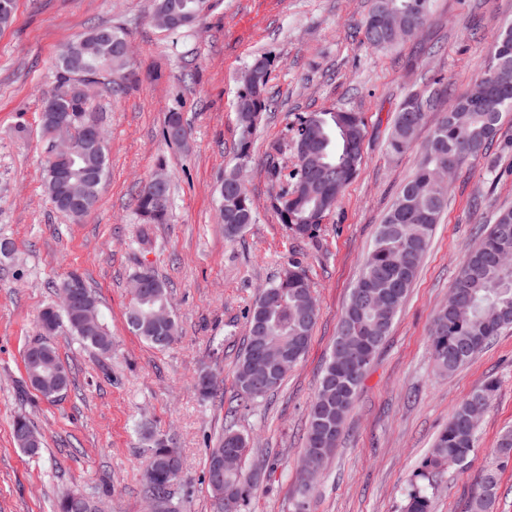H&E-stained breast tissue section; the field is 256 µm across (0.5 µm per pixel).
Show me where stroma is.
<instances>
[{
	"instance_id": "35a3bbf8",
	"label": "stroma",
	"mask_w": 512,
	"mask_h": 512,
	"mask_svg": "<svg viewBox=\"0 0 512 512\" xmlns=\"http://www.w3.org/2000/svg\"><path fill=\"white\" fill-rule=\"evenodd\" d=\"M152 4L16 0L11 25L0 31V240L11 244L0 254V512H51L56 497L72 491L93 496L102 512H149L142 468L158 437L172 439L183 457V478L173 488L180 512H214L204 473L236 398L247 313L260 287L294 259L319 306L310 346L279 389L234 421L251 442L242 468L257 475L247 512H293L309 406L338 321L378 226L434 129L426 123L411 151L391 155L396 110L438 77L443 97L467 89L488 61L492 33L512 21V0H432L418 37L375 51L359 29L371 0H210L194 27L174 31L152 22ZM96 24L125 31L132 53L121 89L101 88L93 100L105 116L109 174L95 210L77 223L44 189L41 108L55 85L58 49ZM260 57L270 62L276 108L259 122L243 172L255 221L229 241L219 186L235 163L241 78ZM338 109L363 118L362 164L315 238L301 240L271 206L268 165L293 166L289 126L298 117ZM172 110L187 128L181 144L161 138ZM510 137L512 115L490 148L497 171L478 158L450 181L448 211L336 452L313 482L310 512H401L419 460L453 410L491 377L499 389L470 465L445 470L433 498V512H465L492 448L512 428V328L449 376L436 370L429 350L432 318L447 304L462 261L497 211L512 207ZM161 169L171 177L169 221L140 223L134 190ZM143 266L166 283L179 327V340L164 350L127 325L131 280ZM73 270L96 295L112 351L101 355L67 335L54 337L72 383L50 402L25 387L23 354L40 334V311L59 299L55 282ZM206 372L215 375L219 397L196 391ZM19 414L42 436L37 454L14 441Z\"/></svg>"
}]
</instances>
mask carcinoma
I'll return each instance as SVG.
<instances>
[{
	"label": "carcinoma",
	"mask_w": 512,
	"mask_h": 512,
	"mask_svg": "<svg viewBox=\"0 0 512 512\" xmlns=\"http://www.w3.org/2000/svg\"><path fill=\"white\" fill-rule=\"evenodd\" d=\"M206 0H154L152 20L166 16L171 10L190 13ZM402 12L406 29L394 34L378 24L384 14ZM431 0H373L368 15L361 22L364 43L373 49H394L416 36L426 23ZM126 41L125 33L112 26L92 27L68 40L90 60V75L112 85L124 79L127 61L114 53ZM255 80L242 84L238 92L236 112L240 126L238 163L224 174V196L221 217L224 236L234 240L254 221L251 196L237 185L239 175L249 161L252 137L261 113L270 109L267 96L269 61L257 58L251 64ZM64 59L56 62V84L51 95L67 112H86L90 106L69 95L64 76ZM512 78V22L499 27L492 35L488 62L472 86L448 101V111L436 122L423 145L411 177L400 189L382 224L379 225L366 255L359 280L352 289L340 318L331 352L319 381L318 391L308 413L307 448H317L315 462L323 468L336 448L340 430L336 421L344 420L353 406L358 389L372 360L389 334L396 315L404 304L430 246L437 224L448 210V187L441 173H456L469 158L483 157L501 129L504 116L512 114V88L505 94L498 91L503 75ZM439 103V93L427 89L407 96L400 104L394 121L388 150L395 156L408 152L414 143L416 129L422 127L429 112ZM291 149L296 158L286 171L272 167L269 175L279 187H288L273 203L281 222L298 238H313L319 224L312 221L331 211L345 186L356 176L362 163L365 124L357 112H310L291 127ZM82 166L95 174L76 181L84 198L80 211L61 210L79 222L87 217L99 200L100 188L108 174L105 143L90 151ZM136 213L145 224H164L171 208L160 210L147 188L135 197ZM134 277L145 282V293L133 294L127 314L137 313L139 325L132 327L141 339L155 348H166L178 338L175 318L158 322L155 311L168 302L166 283L154 270L141 267ZM312 292L305 269L293 259L288 260L280 276L261 289L252 310L248 312V336L234 371L241 406L265 398L282 384V372L266 385H255L250 378L260 375L254 365L259 349L273 348L286 352L296 360L305 355L318 317L317 301L301 308L298 299ZM451 292L459 299L452 308L437 310L430 328L431 356L444 373H453L471 361L500 331L512 326V208L497 212L493 224L484 233L480 244L469 251L455 278ZM388 295L391 303L381 307L373 300ZM99 326L85 331L68 312L49 306L39 315L41 336L24 351L25 374L40 378V395L55 401L64 394L56 390L59 374L71 382L70 372L54 343L47 340L61 331L79 338L104 355L112 352V336L102 317ZM498 390L494 379L479 384L453 412L448 425L438 434L431 452L418 464L406 492L404 512H432L436 476L445 468L464 472L474 452L477 429L468 417L474 408L487 409ZM14 441L23 451L36 454L22 442V436H38L24 415L13 419ZM226 448L238 451L239 460L249 453L248 438L234 426L224 427V436L217 447L209 449L206 480L216 502L227 493L237 498L233 512L243 507L253 489L252 478L243 470H226L221 479L211 477L216 457ZM512 460V429L505 431L494 449L491 463L484 469L471 492L470 512H493L498 491L499 473ZM183 474L179 450L168 445L164 450L152 446L145 459L144 479L147 493L170 498L174 485ZM91 497L71 492L55 503L54 512H94Z\"/></svg>",
	"instance_id": "cac0c4a2"
}]
</instances>
